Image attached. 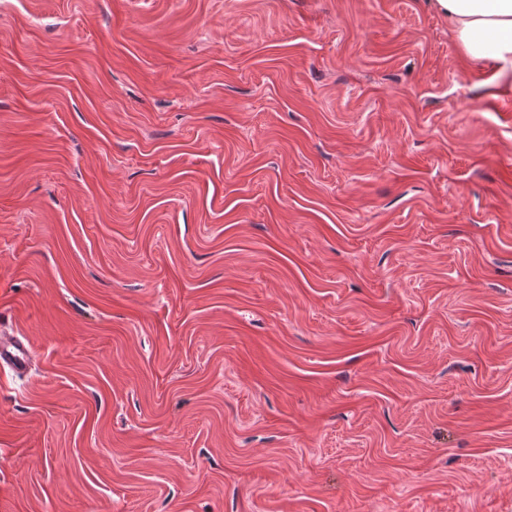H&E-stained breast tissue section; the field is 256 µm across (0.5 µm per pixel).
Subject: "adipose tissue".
Wrapping results in <instances>:
<instances>
[{
	"label": "adipose tissue",
	"instance_id": "1",
	"mask_svg": "<svg viewBox=\"0 0 512 512\" xmlns=\"http://www.w3.org/2000/svg\"><path fill=\"white\" fill-rule=\"evenodd\" d=\"M451 36L475 60L512 67V0H439Z\"/></svg>",
	"mask_w": 512,
	"mask_h": 512
}]
</instances>
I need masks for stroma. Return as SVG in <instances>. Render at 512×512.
<instances>
[{
	"label": "stroma",
	"instance_id": "stroma-1",
	"mask_svg": "<svg viewBox=\"0 0 512 512\" xmlns=\"http://www.w3.org/2000/svg\"><path fill=\"white\" fill-rule=\"evenodd\" d=\"M0 512H512V70L436 0H0ZM32 352L24 336H0V365L15 376H26L32 366Z\"/></svg>",
	"mask_w": 512,
	"mask_h": 512
}]
</instances>
